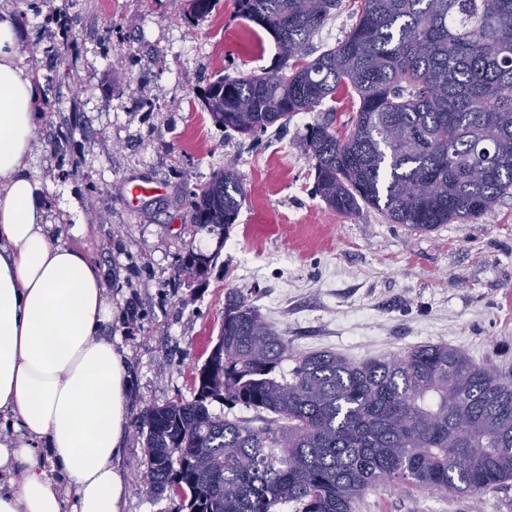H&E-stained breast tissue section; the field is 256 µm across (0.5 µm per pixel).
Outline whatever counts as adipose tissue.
Listing matches in <instances>:
<instances>
[{
  "label": "adipose tissue",
  "instance_id": "adipose-tissue-1",
  "mask_svg": "<svg viewBox=\"0 0 512 512\" xmlns=\"http://www.w3.org/2000/svg\"><path fill=\"white\" fill-rule=\"evenodd\" d=\"M40 86L0 18V512H122L127 351L104 268L56 237L30 169Z\"/></svg>",
  "mask_w": 512,
  "mask_h": 512
}]
</instances>
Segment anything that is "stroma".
I'll list each match as a JSON object with an SVG mask.
<instances>
[{
  "label": "stroma",
  "instance_id": "stroma-1",
  "mask_svg": "<svg viewBox=\"0 0 512 512\" xmlns=\"http://www.w3.org/2000/svg\"><path fill=\"white\" fill-rule=\"evenodd\" d=\"M185 10L186 0H13L7 9L41 79L31 171L49 216L86 224L79 244L107 270L111 336L127 348L133 375L130 415L192 399L232 290L252 296L298 353L361 362L445 343L490 368L512 363V197L475 222L429 232L372 209L331 210L314 192L301 141L323 113L346 124L351 97L324 99L258 145L224 133L202 103L207 85L271 71L277 50L237 16L235 0H216L202 20ZM59 15L69 17L79 55L46 53L61 41ZM72 63L76 84L62 78ZM147 96L154 110L143 108ZM66 140L82 159L75 175L57 167L54 150ZM222 167L245 190L225 238L188 216L190 193ZM133 180L165 191L132 206ZM190 250L212 259L205 284L179 271ZM142 442L133 429L123 442L124 512H175L177 497L146 492ZM356 512H512V484L469 497L385 483Z\"/></svg>",
  "mask_w": 512,
  "mask_h": 512
}]
</instances>
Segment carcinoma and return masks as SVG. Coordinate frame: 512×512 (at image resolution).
<instances>
[{"mask_svg":"<svg viewBox=\"0 0 512 512\" xmlns=\"http://www.w3.org/2000/svg\"><path fill=\"white\" fill-rule=\"evenodd\" d=\"M236 4L274 38L279 65L212 82L214 124L258 140L340 88L357 96L345 132L327 112L302 139L329 208L426 232L512 195V0H358L347 36L309 62L302 52L337 0ZM244 199L239 173L220 169L190 194L191 223L227 236ZM208 270L209 257H184L188 278ZM193 387L139 417L149 493L173 492L186 512H355L379 483L476 497L512 481V368L446 343L358 363L297 354L230 292Z\"/></svg>","mask_w":512,"mask_h":512,"instance_id":"1","label":"carcinoma"}]
</instances>
